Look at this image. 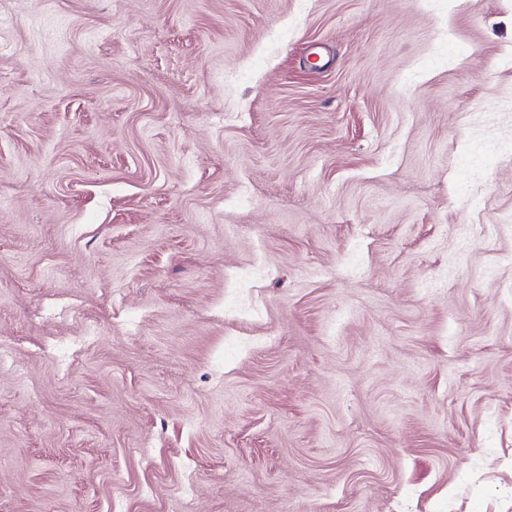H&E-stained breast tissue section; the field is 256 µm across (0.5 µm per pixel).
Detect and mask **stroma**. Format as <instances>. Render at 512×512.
Returning a JSON list of instances; mask_svg holds the SVG:
<instances>
[{
  "instance_id": "35a3bbf8",
  "label": "stroma",
  "mask_w": 512,
  "mask_h": 512,
  "mask_svg": "<svg viewBox=\"0 0 512 512\" xmlns=\"http://www.w3.org/2000/svg\"><path fill=\"white\" fill-rule=\"evenodd\" d=\"M510 100L512 0H0V512H512Z\"/></svg>"
}]
</instances>
